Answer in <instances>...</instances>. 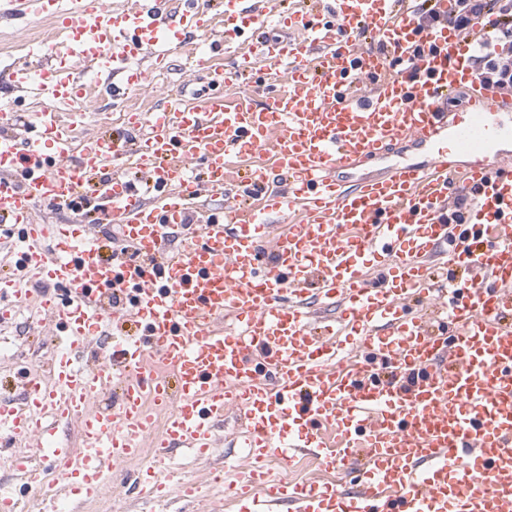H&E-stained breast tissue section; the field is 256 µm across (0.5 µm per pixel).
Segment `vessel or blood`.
Returning a JSON list of instances; mask_svg holds the SVG:
<instances>
[{
	"label": "vessel or blood",
	"instance_id": "b4317fda",
	"mask_svg": "<svg viewBox=\"0 0 512 512\" xmlns=\"http://www.w3.org/2000/svg\"><path fill=\"white\" fill-rule=\"evenodd\" d=\"M58 3L69 57L124 70L122 93L153 88L129 60L185 43L213 90L127 114L136 138L77 141L73 127L102 117L66 60L13 73L43 106L0 108L15 270L0 323L36 302L51 344L46 368L21 374L22 404L0 405V458L20 457L23 489L111 493L144 437L160 459L202 454L232 416L249 466L231 486L240 512H512V152L488 150L512 136V92L480 82L469 42L419 30L410 0H295L273 15L279 37L254 0H224L231 36L252 45L242 71L288 75L257 106L225 99L224 40L198 0ZM40 14L0 0V19ZM364 33L384 51L354 49ZM398 55L416 76L393 71ZM405 141L431 159L394 161ZM374 160L383 174L346 185ZM461 195L464 223H445ZM85 200L96 222L38 221L41 205ZM63 421L75 447L53 440ZM304 449L348 488L262 472Z\"/></svg>",
	"mask_w": 512,
	"mask_h": 512
}]
</instances>
